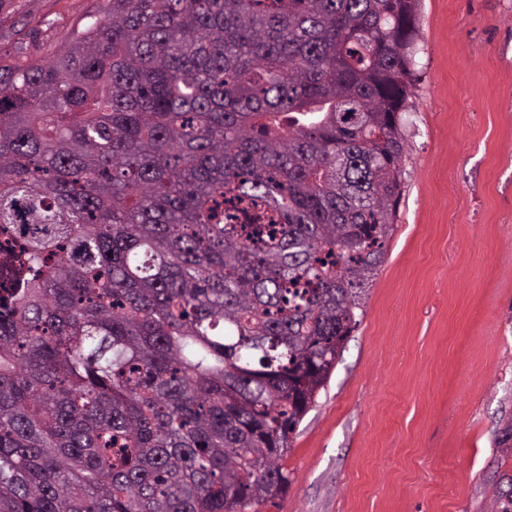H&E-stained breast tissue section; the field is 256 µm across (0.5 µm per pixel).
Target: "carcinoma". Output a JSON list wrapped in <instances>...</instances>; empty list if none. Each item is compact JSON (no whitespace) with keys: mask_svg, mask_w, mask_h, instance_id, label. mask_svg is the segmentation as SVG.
<instances>
[{"mask_svg":"<svg viewBox=\"0 0 512 512\" xmlns=\"http://www.w3.org/2000/svg\"><path fill=\"white\" fill-rule=\"evenodd\" d=\"M419 0H108L0 78V512H258L403 195Z\"/></svg>","mask_w":512,"mask_h":512,"instance_id":"cac0c4a2","label":"carcinoma"}]
</instances>
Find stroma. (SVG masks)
<instances>
[{
  "label": "stroma",
  "instance_id": "stroma-1",
  "mask_svg": "<svg viewBox=\"0 0 512 512\" xmlns=\"http://www.w3.org/2000/svg\"><path fill=\"white\" fill-rule=\"evenodd\" d=\"M105 0H0V76ZM404 192L363 316L259 512H512V0H420Z\"/></svg>",
  "mask_w": 512,
  "mask_h": 512
}]
</instances>
